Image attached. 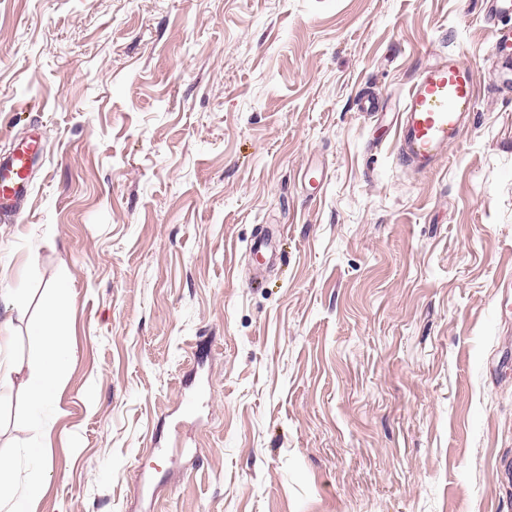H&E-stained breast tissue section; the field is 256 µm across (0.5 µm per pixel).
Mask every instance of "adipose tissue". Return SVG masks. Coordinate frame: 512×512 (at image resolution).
Returning a JSON list of instances; mask_svg holds the SVG:
<instances>
[{"mask_svg":"<svg viewBox=\"0 0 512 512\" xmlns=\"http://www.w3.org/2000/svg\"><path fill=\"white\" fill-rule=\"evenodd\" d=\"M65 307V289H55L45 299L42 318L33 330L34 336L44 346V356L31 365L28 379V423L38 433L46 427L43 410L53 401L64 371L72 359L71 351L57 334L59 317Z\"/></svg>","mask_w":512,"mask_h":512,"instance_id":"obj_1","label":"adipose tissue"}]
</instances>
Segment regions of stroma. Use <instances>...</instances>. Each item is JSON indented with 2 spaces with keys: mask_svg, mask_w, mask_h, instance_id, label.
<instances>
[{
  "mask_svg": "<svg viewBox=\"0 0 512 512\" xmlns=\"http://www.w3.org/2000/svg\"><path fill=\"white\" fill-rule=\"evenodd\" d=\"M494 37L482 0H0V157L45 148L0 221V512L34 480V512H512ZM448 51L479 99L415 173L390 120ZM62 281L73 358L39 437L23 372Z\"/></svg>",
  "mask_w": 512,
  "mask_h": 512,
  "instance_id": "35a3bbf8",
  "label": "stroma"
}]
</instances>
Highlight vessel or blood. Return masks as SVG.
Segmentation results:
<instances>
[{
  "instance_id": "b4317fda",
  "label": "vessel or blood",
  "mask_w": 512,
  "mask_h": 512,
  "mask_svg": "<svg viewBox=\"0 0 512 512\" xmlns=\"http://www.w3.org/2000/svg\"><path fill=\"white\" fill-rule=\"evenodd\" d=\"M484 11L499 27L495 51L504 54L512 46V0H485ZM477 99L476 74L459 54L427 63L407 88L396 115L398 161L419 172L433 170L449 146L459 141ZM39 151L31 142L0 158V215L12 216L24 207L28 174Z\"/></svg>"
}]
</instances>
